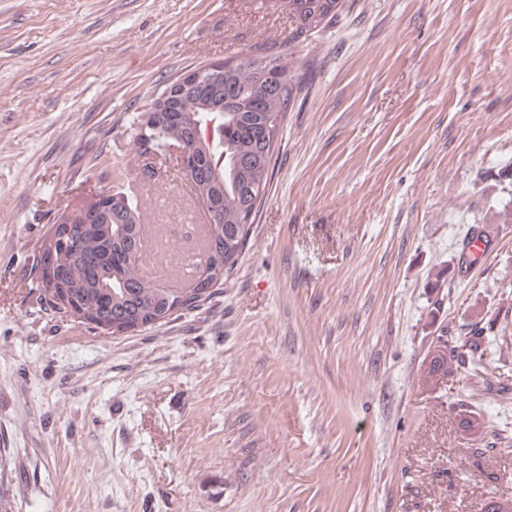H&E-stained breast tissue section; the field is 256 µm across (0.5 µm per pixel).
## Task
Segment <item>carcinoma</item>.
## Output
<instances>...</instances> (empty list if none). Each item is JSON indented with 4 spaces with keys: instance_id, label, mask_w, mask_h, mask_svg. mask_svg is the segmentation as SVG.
Masks as SVG:
<instances>
[{
    "instance_id": "carcinoma-1",
    "label": "carcinoma",
    "mask_w": 512,
    "mask_h": 512,
    "mask_svg": "<svg viewBox=\"0 0 512 512\" xmlns=\"http://www.w3.org/2000/svg\"><path fill=\"white\" fill-rule=\"evenodd\" d=\"M292 20L290 40L304 41L328 24L343 8L344 0H279ZM301 86L278 52L224 63V84L203 88L173 103L175 112H193L204 121L224 126V140L208 144L193 139L191 130L171 123L158 135L157 144L180 140L190 144L200 160L224 156L219 178L195 187L198 199L218 205L224 219L223 234L214 245L224 255L222 264L209 267V278L223 281L242 253L251 224L247 214L258 213L267 188L276 140L273 134L288 112ZM141 225L140 213L110 224H78L80 245L76 251L55 247L57 271L69 294L96 312L106 327L122 321L155 320L181 296L160 287L141 268L139 249L118 232L119 225ZM469 362V355L455 345L432 352L424 378L446 376Z\"/></svg>"
}]
</instances>
